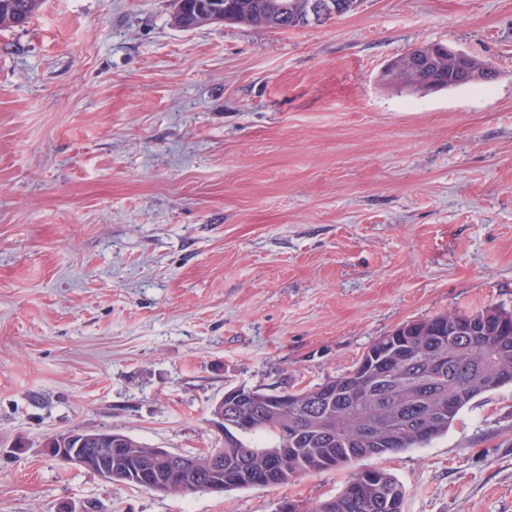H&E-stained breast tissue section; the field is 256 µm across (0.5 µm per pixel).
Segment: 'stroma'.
Returning a JSON list of instances; mask_svg holds the SVG:
<instances>
[{
    "mask_svg": "<svg viewBox=\"0 0 512 512\" xmlns=\"http://www.w3.org/2000/svg\"><path fill=\"white\" fill-rule=\"evenodd\" d=\"M172 0H44L0 31V512H305L345 473L158 494L45 441L224 445L234 387H312L438 313L512 310V0H359L189 31ZM422 43L491 83L412 92ZM371 466L404 512H512V386ZM350 3L352 2H343L342 0H303L295 17L305 27L322 25L347 9ZM352 9H347L336 19L348 14Z\"/></svg>",
    "mask_w": 512,
    "mask_h": 512,
    "instance_id": "stroma-1",
    "label": "stroma"
}]
</instances>
